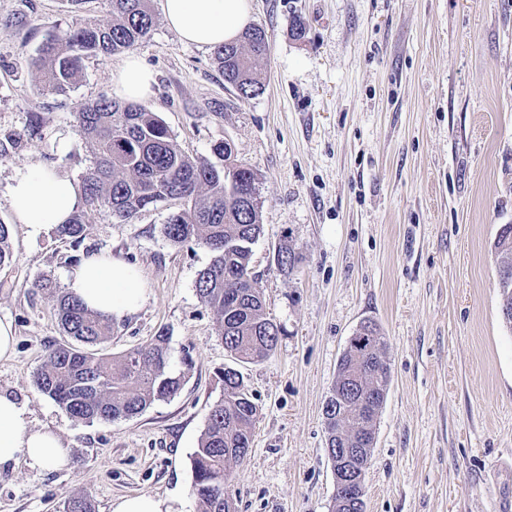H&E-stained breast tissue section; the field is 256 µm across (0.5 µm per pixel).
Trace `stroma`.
<instances>
[{
  "instance_id": "35a3bbf8",
  "label": "stroma",
  "mask_w": 512,
  "mask_h": 512,
  "mask_svg": "<svg viewBox=\"0 0 512 512\" xmlns=\"http://www.w3.org/2000/svg\"><path fill=\"white\" fill-rule=\"evenodd\" d=\"M151 6L159 20L135 47L155 73L146 106L186 155L212 159L223 140L254 172L262 234L251 271L279 340L265 360L236 365L196 291L212 252L163 234L178 202L129 222L86 212L78 244L16 222L6 191L15 169L42 162L82 182L92 153L75 107L111 93L123 57L86 59L73 88L47 93L33 61L48 29L79 17L110 24L109 0H86L78 16L65 0H0V222L12 246L0 321L16 337L0 389L70 450L60 470L1 468L0 512H63L80 491L96 512L138 493L176 494L183 512H200L190 459L224 396L219 372L234 365L260 409L251 451L232 469L237 512H328L323 408L367 319L387 339L391 382L366 512L512 506V328L493 252L512 224V0H253L270 51L255 62L265 89L250 98L225 82L212 48L169 28L163 0ZM34 113L44 137L30 141ZM285 245L300 256L291 270L277 262ZM92 253L134 265L147 288L97 352L119 355L164 332L170 366L186 376L176 396L112 422L70 418L33 383L64 340L53 298L33 283L48 275L64 287L75 258Z\"/></svg>"
}]
</instances>
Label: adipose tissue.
I'll return each instance as SVG.
<instances>
[{"mask_svg":"<svg viewBox=\"0 0 512 512\" xmlns=\"http://www.w3.org/2000/svg\"><path fill=\"white\" fill-rule=\"evenodd\" d=\"M168 26L183 42L214 47L236 41L252 21L251 0H164ZM153 72L129 54L112 72V93L142 103L152 94ZM8 196L18 223L41 229L67 223L81 206L78 186L43 164L17 169ZM68 291L88 308L108 316L136 310L146 288L140 274L114 258L90 255L74 265L67 277ZM70 450L55 431L33 428L26 411L0 392V467L25 462L35 470L67 465Z\"/></svg>","mask_w":512,"mask_h":512,"instance_id":"ef3b65f1","label":"adipose tissue"}]
</instances>
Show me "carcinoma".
<instances>
[{
	"mask_svg": "<svg viewBox=\"0 0 512 512\" xmlns=\"http://www.w3.org/2000/svg\"><path fill=\"white\" fill-rule=\"evenodd\" d=\"M110 2V25L81 21L62 35L54 28L48 31L34 61L44 89L67 92L81 76L85 58L106 60L150 35L156 25L150 0ZM269 50L264 28L254 25L246 29L242 41L219 45L213 54L224 80L251 97L265 88L252 60ZM76 119L78 132L93 154L83 179L86 206L128 221L169 198L182 200V208L164 225V234L175 246L195 242L214 254L212 262L199 272L196 289L217 316L218 336L241 363L266 358L276 348L279 334L267 327L269 318L256 283L246 280L252 245L262 233L259 207L226 192L223 166L185 156L167 127L142 104L120 103L103 94L92 103L79 104ZM212 153L223 164L238 169L242 186L255 184L253 171L233 153L224 152V142L215 143ZM84 224V215L77 214L69 223L59 225L57 233L78 240ZM494 249L497 267L512 268V238L496 239ZM10 260V229L0 222V265ZM33 287L55 298L59 326L74 340L48 352L34 375V384L70 417L89 422L126 419L181 390L183 375L171 370L168 336L160 333L143 347L117 357H100L82 345L108 340L116 320L88 309L48 277L38 279ZM360 328L350 337L337 366L335 382L340 385L341 398L329 395L323 409L326 439L333 448L362 446L373 426L362 398L381 396L389 386L385 336L371 320ZM220 380L224 398L210 408L198 448L191 456L192 493L202 512H235L224 498V480L231 475L230 466L248 456L259 414L240 371L223 370ZM63 509L95 512L86 492L69 495Z\"/></svg>",
	"mask_w": 512,
	"mask_h": 512,
	"instance_id": "carcinoma-1",
	"label": "carcinoma"
}]
</instances>
